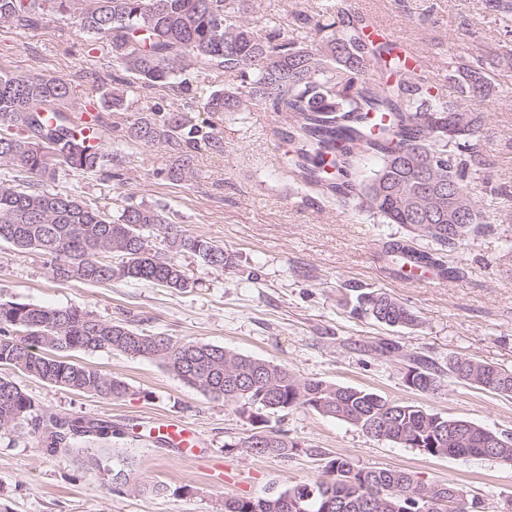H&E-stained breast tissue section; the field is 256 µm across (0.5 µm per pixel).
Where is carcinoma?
<instances>
[{
  "label": "carcinoma",
  "mask_w": 512,
  "mask_h": 512,
  "mask_svg": "<svg viewBox=\"0 0 512 512\" xmlns=\"http://www.w3.org/2000/svg\"><path fill=\"white\" fill-rule=\"evenodd\" d=\"M80 26L105 38L117 70L132 77L125 89L112 91V106L124 104L126 89L146 93L175 88L184 97L180 110L158 106L134 120L125 140L159 144L174 156L162 169L164 178L187 182L197 176L190 151L202 141L218 151L223 138L215 127L203 130L194 111L191 74L214 70L240 78L236 88L215 90L203 109L219 114L247 112L253 106L288 118L282 139L288 144L284 164L300 180L333 201L353 207L383 224H402L416 237L435 245L431 252L399 240L386 243L385 255L405 266L415 263L447 275L440 255L466 242L473 225L485 223L480 196L485 183L479 137L498 92L489 73L490 53L465 45L448 48V79L459 94L444 93L440 83L409 66L403 50L367 32L368 20L348 0L305 18L312 39L281 36L274 21L260 12L257 0H81ZM498 13L505 35L512 34V0H486ZM43 16L42 0H0V26L34 28ZM75 96L71 83L50 75L0 72V166L17 173L16 185L0 184V243L18 251L36 250L63 282L103 284L114 279L151 283L183 291L190 283L176 260L190 253L209 266L234 269L236 255L187 230L166 224L164 215L128 200L117 215L76 196L55 192L50 183L63 164L82 172L120 177L123 160L104 143L91 145L80 112L68 114ZM379 161L366 170L369 158ZM431 170L442 184L443 198L421 208L402 203L401 193L416 184L421 170ZM466 224L458 232L453 224ZM164 234L166 249L154 245ZM353 311L389 327H410L417 315L387 293L362 289ZM119 352L157 360L185 384L236 405L252 432L231 448L250 456L287 459L298 450L288 434L270 426L271 418L294 406H307L325 417L354 426L387 424L391 443L415 448L431 457H488L512 465V440L488 447L496 431L476 423L452 425L454 419L419 406L388 401L353 387L305 380L287 367L237 353L218 345L176 341L139 329L129 321H107L78 307L29 303L0 304V366L15 375H0V432L24 429L44 454L73 457L99 469L114 449L112 422L72 416L65 419L73 437L48 424L57 415L38 410L21 378L54 387L95 394L110 400L129 395L118 376L73 360L75 353ZM407 385L418 392L441 387L443 371L421 356L409 358ZM482 390L512 394V370L471 357L448 359V374ZM92 436L93 450L80 448ZM325 477L263 497H229L224 512H468L463 498L434 508L419 497H385L388 486L407 489L415 473L398 468L366 469L344 456L327 457ZM112 480L137 493H158L163 485L131 477L120 466Z\"/></svg>",
  "instance_id": "obj_1"
}]
</instances>
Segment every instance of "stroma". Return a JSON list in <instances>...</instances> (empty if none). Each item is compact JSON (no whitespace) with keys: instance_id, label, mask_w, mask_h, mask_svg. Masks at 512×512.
Here are the masks:
<instances>
[{"instance_id":"obj_1","label":"stroma","mask_w":512,"mask_h":512,"mask_svg":"<svg viewBox=\"0 0 512 512\" xmlns=\"http://www.w3.org/2000/svg\"><path fill=\"white\" fill-rule=\"evenodd\" d=\"M259 2L290 38L303 33L302 15L328 6L327 0ZM361 7L439 61H447L456 43L497 56L490 75L504 95L488 114L480 152L489 189L506 202L446 255L447 265L461 268V275L413 284L394 274L386 242L402 239L425 250L428 241L403 225L337 209L305 191L278 160L275 115L260 107L217 116L196 108L194 123H216L224 148L197 146V178L166 180L159 171L172 158L162 147L123 138L140 109L180 106V92L166 88L148 97L131 93L125 106L102 109L107 144L125 157L123 181L62 165L53 187L113 214L130 198L162 210L168 224L233 252L237 268L181 255L190 282L181 293L122 280L65 283L53 278L39 252L0 243V303L79 306L104 320H128L178 341L219 345L283 365L302 379L369 389L512 434V398L451 377L428 393L405 382L412 354L442 369L450 357L467 356L512 370V38L484 0H361ZM0 69L58 76L81 91L111 86L113 74L103 40L83 31L77 10L59 0H48L36 28L0 27ZM358 288L379 289L407 304L417 325L389 328L353 316L346 302ZM75 359L125 379L130 395L113 401L28 378L24 385L36 408L112 421L123 431L112 441L120 457L131 461L135 475L166 490L135 494L114 484L110 471L46 456L34 437L13 433L0 436V512H224L225 498L257 497L321 479L327 455L349 457L364 468L407 469L427 483L453 482L481 499L482 512H505L512 501V467L498 460L430 457L302 406L271 421L298 443L291 458L230 452L227 442L251 432L234 405L187 386L157 361L118 352L79 353ZM166 419L183 421L199 434L195 456L156 438L154 424Z\"/></svg>"}]
</instances>
